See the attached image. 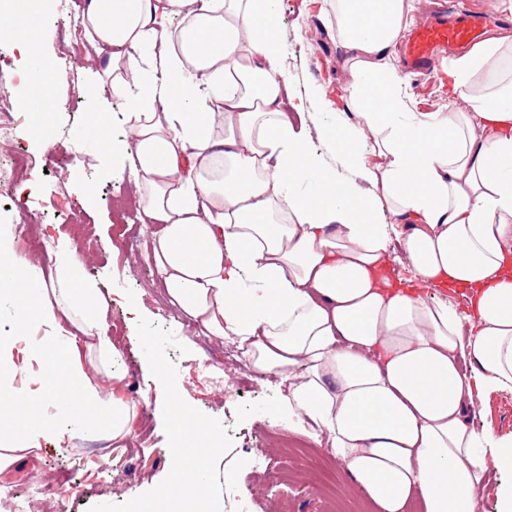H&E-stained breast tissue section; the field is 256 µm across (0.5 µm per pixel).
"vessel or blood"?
<instances>
[{
    "label": "vessel or blood",
    "instance_id": "vessel-or-blood-1",
    "mask_svg": "<svg viewBox=\"0 0 512 512\" xmlns=\"http://www.w3.org/2000/svg\"><path fill=\"white\" fill-rule=\"evenodd\" d=\"M486 22L483 17L466 12L448 16L440 12L415 23L401 47L409 71L426 73L440 65V48L469 45L481 38Z\"/></svg>",
    "mask_w": 512,
    "mask_h": 512
}]
</instances>
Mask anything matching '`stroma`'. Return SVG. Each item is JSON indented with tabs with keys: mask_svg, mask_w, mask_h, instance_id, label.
<instances>
[{
	"mask_svg": "<svg viewBox=\"0 0 512 512\" xmlns=\"http://www.w3.org/2000/svg\"><path fill=\"white\" fill-rule=\"evenodd\" d=\"M87 0H71L74 16L65 18L62 0H50L44 22L51 41L42 44L50 58L67 57L69 70L55 84V111L51 120L52 146H45L29 130V118L20 109L24 88L15 78L23 62L14 45L0 39V110L10 113L12 130L0 136V206L15 196L20 181L39 185L30 194L29 214L0 209V232L18 237L25 223H32L44 240L38 260H46L56 238L70 241L86 262L90 280L110 298L109 334L123 351L127 396L140 403L139 424L147 430L145 441L132 448H115L106 441H92L82 434V423L63 408H46L48 418L70 426L73 436L65 444L40 441L37 456L13 462L0 472V512H26L36 502V512H131L133 505L149 498L170 474L171 446L163 407L165 382L182 384L184 399L195 414L221 432L223 454L214 462V497L223 499L222 512H232L244 502L247 512H324L334 502L337 512H374L370 502L347 483L343 466L331 449L308 437L282 409L285 387L271 375L255 372L242 358H228L221 345L197 334L192 324L166 301L153 266L146 261L144 242L151 227L141 221L139 209L118 213L116 199L130 195V175L122 159L80 139L78 131L89 112L109 105L120 111L107 85L93 84L87 60L98 48L84 40L78 15ZM321 0H281L284 35L281 68L290 102L304 101L315 110L324 97L329 111L349 112L343 91L346 74L343 53L334 32L321 15ZM391 64L399 73V91L409 112H432L453 100L454 75L444 67L434 73H404L399 57ZM22 145L29 159L24 178L10 168L15 145ZM80 152L83 173L72 181L68 169L73 152ZM92 186L93 205L82 206L81 185ZM72 212L95 239L85 249L72 225L59 220ZM218 359L228 385L204 382L198 363ZM478 426L496 435L512 434V393L491 394L474 417ZM235 469L244 489L239 498L225 497L224 471ZM70 473L75 486L63 496H39L41 486L53 483L60 473Z\"/></svg>",
	"mask_w": 512,
	"mask_h": 512,
	"instance_id": "stroma-1",
	"label": "stroma"
}]
</instances>
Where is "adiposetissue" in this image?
I'll return each instance as SVG.
<instances>
[{
	"mask_svg": "<svg viewBox=\"0 0 512 512\" xmlns=\"http://www.w3.org/2000/svg\"><path fill=\"white\" fill-rule=\"evenodd\" d=\"M345 51L354 119L282 109L279 0H89L84 38L110 54L98 78L121 112L89 115L107 143L120 123L130 173L154 227L144 255L171 306L199 334L242 349L286 386L283 408L328 437L355 490L378 512H481L486 496L512 512V434L477 430L485 395L512 392V39L453 64L455 104L403 110L388 67L414 0H324ZM53 33L0 12V38L45 85L38 47ZM319 133L337 176L311 149ZM305 176L315 192L298 191ZM402 254L412 269L397 285ZM41 263L0 237V293L22 330L0 345V377L20 381L28 418L14 424L0 391V463L70 434L45 405H85L84 433L129 445L136 400L116 397L122 351L107 303L68 243ZM461 291V303L437 295ZM42 334L30 337L26 326ZM176 453L170 478L140 512H210L222 439L168 395Z\"/></svg>",
	"mask_w": 512,
	"mask_h": 512,
	"instance_id": "ef3b65f1",
	"label": "adipose tissue"
}]
</instances>
